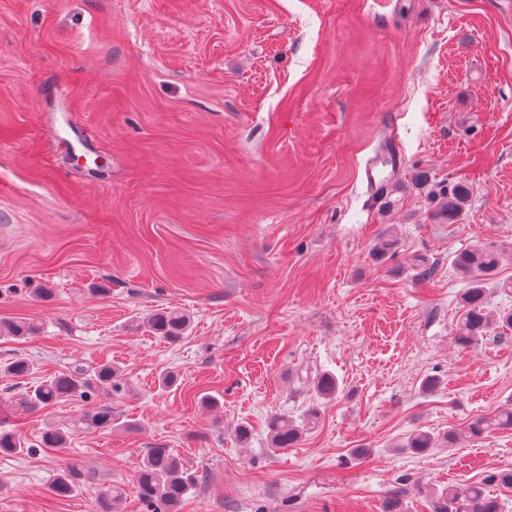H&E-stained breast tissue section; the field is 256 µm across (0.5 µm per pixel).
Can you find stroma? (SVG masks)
<instances>
[{
  "label": "stroma",
  "instance_id": "35a3bbf8",
  "mask_svg": "<svg viewBox=\"0 0 512 512\" xmlns=\"http://www.w3.org/2000/svg\"><path fill=\"white\" fill-rule=\"evenodd\" d=\"M390 153L384 199L365 168ZM459 181L470 202L440 223ZM385 233L399 246L374 260ZM477 242L512 280V0H0V321L38 327L0 336V362L38 367L0 375V429L38 447L0 455V512H96L111 485L144 512L137 465L158 446L206 477L181 512H383L397 490L431 512L471 484L512 512L490 480L512 429L402 449L512 407V329L455 339L453 256ZM168 307L191 321L174 344L142 326ZM105 361L118 390L20 408L36 378ZM101 406L111 429L85 430ZM314 406L271 450L270 419ZM49 427L64 447H39ZM472 188L468 183L458 182L447 191L438 194L435 216L443 224H455L464 214ZM36 371V364L27 357L17 355L11 361L0 364V374L14 378H25ZM439 442L441 439L437 435L429 431L415 430L407 437L402 449L407 453L420 454L434 448Z\"/></svg>",
  "mask_w": 512,
  "mask_h": 512
}]
</instances>
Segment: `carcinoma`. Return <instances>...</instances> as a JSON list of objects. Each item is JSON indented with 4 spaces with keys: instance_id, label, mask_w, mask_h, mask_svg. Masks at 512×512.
I'll list each match as a JSON object with an SVG mask.
<instances>
[{
    "instance_id": "carcinoma-1",
    "label": "carcinoma",
    "mask_w": 512,
    "mask_h": 512,
    "mask_svg": "<svg viewBox=\"0 0 512 512\" xmlns=\"http://www.w3.org/2000/svg\"><path fill=\"white\" fill-rule=\"evenodd\" d=\"M472 194L469 184L458 182L450 189L438 194L435 216L444 224L458 222L464 214ZM500 254L492 246L475 244L457 252L453 264L457 271L469 282L463 294V313L460 317V334L457 340L462 345H470L495 332L498 328H512V313H497L487 306L486 277L492 275L499 266ZM144 326L155 337L166 342H177L187 333L190 320L178 309L160 310L149 317ZM34 323L16 320L0 322V335L21 340L36 333ZM36 371V364L18 355L0 364V374L14 378H25ZM120 369L110 363L93 368L76 365L64 373L42 380L26 392L21 405L27 408L47 406L64 397L78 396L88 399L99 391H108L116 386ZM315 390L324 399L336 396V380L330 375L316 379ZM319 419L318 411L308 414L306 426L302 427L282 416L270 423V446L274 450L289 448L297 444L304 428L313 427ZM83 427L88 431L104 430L112 427V409L99 407L87 411L83 416ZM512 427V409H503L492 418H477L459 431L450 430L440 438L423 430H415L408 437L403 450L420 454L444 441L453 447L462 437L477 439L494 428ZM66 444V435L56 429L43 431L41 445L54 448ZM31 453L27 442L11 431L0 430V453L20 455ZM200 475L191 472L167 448H150L142 458L138 471V486L146 512H180V505L187 493L198 483ZM74 484L72 471H61L52 486L53 492L66 496L72 492ZM432 512H499L497 500L486 494L483 487L471 486L466 492L448 487L434 496Z\"/></svg>"
}]
</instances>
